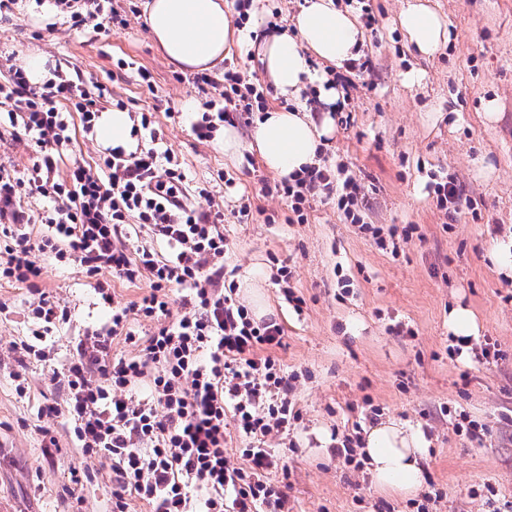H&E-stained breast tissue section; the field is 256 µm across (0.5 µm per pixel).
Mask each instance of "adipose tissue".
Here are the masks:
<instances>
[{"mask_svg": "<svg viewBox=\"0 0 512 512\" xmlns=\"http://www.w3.org/2000/svg\"><path fill=\"white\" fill-rule=\"evenodd\" d=\"M226 0H148L146 24L164 56L185 70H206L222 62L231 47L260 35L261 74L284 98L300 100L316 88L322 103L331 106L338 90L327 84L323 65L338 67L361 54L362 31L356 15L335 0H304L292 30L265 28L264 15L251 10L247 23L234 27ZM402 30L420 54L430 56L448 42V26L436 12L412 0L399 15ZM330 120L315 122L303 110L271 108L257 118L249 143L233 127H225L217 142L226 157L242 149L258 153L272 173L288 178L318 165ZM363 452L373 484L384 491L416 492L422 485L421 461L429 446L418 426L387 420L366 432Z\"/></svg>", "mask_w": 512, "mask_h": 512, "instance_id": "ef3b65f1", "label": "adipose tissue"}]
</instances>
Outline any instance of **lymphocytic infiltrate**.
<instances>
[{
	"mask_svg": "<svg viewBox=\"0 0 512 512\" xmlns=\"http://www.w3.org/2000/svg\"><path fill=\"white\" fill-rule=\"evenodd\" d=\"M70 30L110 32L117 14L111 0H49ZM54 80L37 86L23 67L10 66L0 80V137H30L36 150L24 175L0 166V280L38 291L35 320L18 352L46 362L47 335L67 312L39 292L40 257L72 261L88 276L113 278L150 288L139 302L117 301L111 286L97 291L112 310L108 321L80 341L69 364L51 382L63 403L42 406L46 417H64L77 454L112 471L113 512H128L135 496L150 512H288V496L272 478L278 457L269 436L287 434L301 419L297 375L284 370L275 352L284 329L276 318L255 319L227 285L225 237L220 216L180 203L186 179L176 157L160 148V134L144 112L134 113L133 133L150 148L132 152L110 147L97 170L75 165L57 178V160L71 143L70 124L79 118L94 132L100 109L79 71L55 67ZM204 112L191 128L212 139L221 123L250 113L260 93L234 70L222 81L195 78ZM288 199L297 223L320 195L336 198L351 223L360 187L345 179L334 187L328 170L311 168L275 184ZM46 199L43 211L22 205L28 196ZM43 227L31 237L28 227ZM167 252L155 249V242ZM183 293L180 315L171 311L172 289ZM155 329L140 335L135 323ZM135 354L112 350L115 339ZM245 446L238 457L225 450L228 429Z\"/></svg>",
	"mask_w": 512,
	"mask_h": 512,
	"instance_id": "lymphocytic-infiltrate-1",
	"label": "lymphocytic infiltrate"
}]
</instances>
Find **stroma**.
<instances>
[{
    "label": "stroma",
    "mask_w": 512,
    "mask_h": 512,
    "mask_svg": "<svg viewBox=\"0 0 512 512\" xmlns=\"http://www.w3.org/2000/svg\"><path fill=\"white\" fill-rule=\"evenodd\" d=\"M146 0H112L126 24L109 35L58 27L47 32V6L19 0L14 24L0 25V74L39 53L79 69L106 86L101 109L124 102L126 111L151 113L164 147L186 174L185 196L199 211H221L226 259L238 276L255 274L267 315L284 327L277 356L299 376L301 421L269 443L288 471L290 512H416L411 497L375 487L367 469L345 466L316 433L351 434L372 427L368 413L422 426L430 446L423 462V492L439 491L432 512H502L512 502V279L499 275L487 253L512 225V0H429L447 22V47L419 56L398 25L406 0H338L375 19L363 31V55L372 69L340 72L353 79L344 103L327 112L308 93L314 120L331 114L335 126L321 156L336 179L363 187L364 223L409 228L398 250L381 248L361 225L350 223L334 201L316 200L305 223H289L288 203L265 185L279 183L260 158L243 152L225 158L214 141L191 130L201 97L193 72L157 49L144 22ZM131 61L130 69L117 67ZM147 69L152 86L141 85ZM420 70V83L403 80ZM497 121H487V102ZM103 144L76 131L59 160L57 177L73 165L95 169ZM449 180L462 198L440 210L433 188ZM205 188L207 196L196 193ZM259 219L238 223L241 203ZM288 267L304 300L294 310L279 294L277 270ZM39 283L68 313L49 339L52 364L20 362L12 345L25 339L38 296L0 281V500L12 512H112V472L97 460L94 482L71 487L72 437L60 420L47 426L60 455L44 454L37 412L60 401L51 367L71 360L77 343L108 317L94 279L73 263L44 261ZM470 309L480 326L475 349L494 344L490 357L453 352L448 311ZM22 374L26 396L15 391ZM485 426L483 439L455 428L457 413Z\"/></svg>",
    "instance_id": "stroma-1"
}]
</instances>
